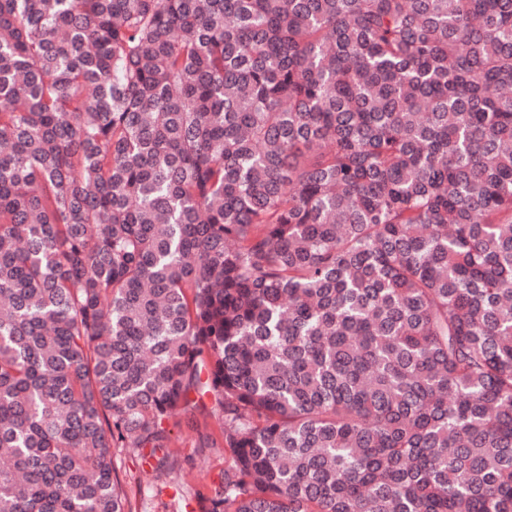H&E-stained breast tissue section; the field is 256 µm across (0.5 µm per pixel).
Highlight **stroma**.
I'll list each match as a JSON object with an SVG mask.
<instances>
[{
  "label": "stroma",
  "mask_w": 512,
  "mask_h": 512,
  "mask_svg": "<svg viewBox=\"0 0 512 512\" xmlns=\"http://www.w3.org/2000/svg\"><path fill=\"white\" fill-rule=\"evenodd\" d=\"M190 414L169 423L171 456L155 470L132 448H117L113 460L133 512H207V498L224 477L222 445L200 447L199 438L216 434L214 395L193 396Z\"/></svg>",
  "instance_id": "obj_1"
}]
</instances>
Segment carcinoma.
Wrapping results in <instances>:
<instances>
[{
  "instance_id": "carcinoma-1",
  "label": "carcinoma",
  "mask_w": 512,
  "mask_h": 512,
  "mask_svg": "<svg viewBox=\"0 0 512 512\" xmlns=\"http://www.w3.org/2000/svg\"><path fill=\"white\" fill-rule=\"evenodd\" d=\"M512 512V0H0V512ZM190 398L196 405L191 414H179L169 423L171 456L164 469L155 471L136 449L112 450L122 489L135 512H208L204 497L224 479V448L212 416L215 397L209 393ZM206 434H212L217 444L200 448V435Z\"/></svg>"
}]
</instances>
